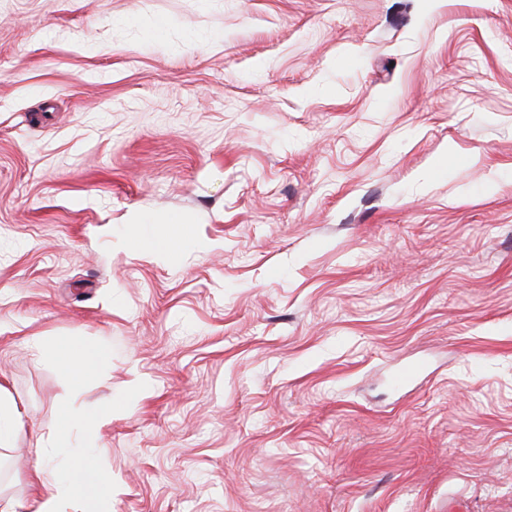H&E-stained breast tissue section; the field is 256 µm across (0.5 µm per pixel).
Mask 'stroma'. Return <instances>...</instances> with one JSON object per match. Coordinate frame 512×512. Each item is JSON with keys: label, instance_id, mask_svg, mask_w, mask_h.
<instances>
[{"label": "stroma", "instance_id": "1", "mask_svg": "<svg viewBox=\"0 0 512 512\" xmlns=\"http://www.w3.org/2000/svg\"><path fill=\"white\" fill-rule=\"evenodd\" d=\"M0 392L15 512H512V0H0ZM80 417L78 409H70L64 411L57 423L36 512H64L66 500L78 487L87 484L97 486L100 499L112 503V479L102 470H92V457L83 448H73L69 441ZM103 487L106 491L101 490Z\"/></svg>", "mask_w": 512, "mask_h": 512}]
</instances>
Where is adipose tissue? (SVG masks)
<instances>
[{"mask_svg":"<svg viewBox=\"0 0 512 512\" xmlns=\"http://www.w3.org/2000/svg\"><path fill=\"white\" fill-rule=\"evenodd\" d=\"M81 417L79 410L65 411L61 416L48 454L49 469L41 479V492L36 512H64L66 500L78 487L92 484L100 487V499L111 501V478L101 470L91 469L92 458L84 449L73 447L70 437Z\"/></svg>","mask_w":512,"mask_h":512,"instance_id":"adipose-tissue-1","label":"adipose tissue"}]
</instances>
